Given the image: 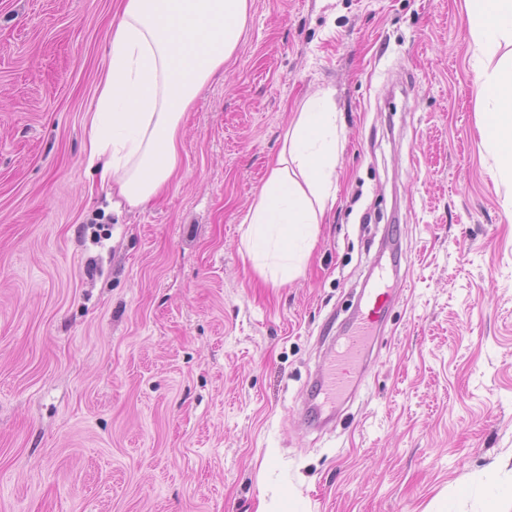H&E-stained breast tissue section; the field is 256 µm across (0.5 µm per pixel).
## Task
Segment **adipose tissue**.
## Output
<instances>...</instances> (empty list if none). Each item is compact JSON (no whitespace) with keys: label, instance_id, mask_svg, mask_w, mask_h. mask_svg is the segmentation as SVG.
I'll return each instance as SVG.
<instances>
[{"label":"adipose tissue","instance_id":"1","mask_svg":"<svg viewBox=\"0 0 512 512\" xmlns=\"http://www.w3.org/2000/svg\"><path fill=\"white\" fill-rule=\"evenodd\" d=\"M249 9V0H123L87 166L129 206L150 203L180 167L185 113L237 51ZM466 9L482 131L497 177L512 183V0H466ZM338 138L329 92L304 102L243 219L247 255L272 281L297 277L315 245L336 198Z\"/></svg>","mask_w":512,"mask_h":512}]
</instances>
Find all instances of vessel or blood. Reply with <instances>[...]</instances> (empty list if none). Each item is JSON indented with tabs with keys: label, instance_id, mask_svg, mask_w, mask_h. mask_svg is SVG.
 <instances>
[{
	"label": "vessel or blood",
	"instance_id": "vessel-or-blood-1",
	"mask_svg": "<svg viewBox=\"0 0 512 512\" xmlns=\"http://www.w3.org/2000/svg\"><path fill=\"white\" fill-rule=\"evenodd\" d=\"M392 299L387 286L378 285L368 311L356 315L346 330L340 350L332 353L326 369L316 377L315 389L304 403L305 416L335 415L345 396L358 391L366 350L381 325L383 310Z\"/></svg>",
	"mask_w": 512,
	"mask_h": 512
}]
</instances>
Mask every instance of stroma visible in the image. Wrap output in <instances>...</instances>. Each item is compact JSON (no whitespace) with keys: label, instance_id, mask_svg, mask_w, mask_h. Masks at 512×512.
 <instances>
[{"label":"stroma","instance_id":"obj_1","mask_svg":"<svg viewBox=\"0 0 512 512\" xmlns=\"http://www.w3.org/2000/svg\"><path fill=\"white\" fill-rule=\"evenodd\" d=\"M120 2L0 0V512H485L512 486V218L465 0H251L143 208L85 158ZM325 89L336 201L276 283L241 222ZM380 262L363 383L311 429Z\"/></svg>","mask_w":512,"mask_h":512}]
</instances>
